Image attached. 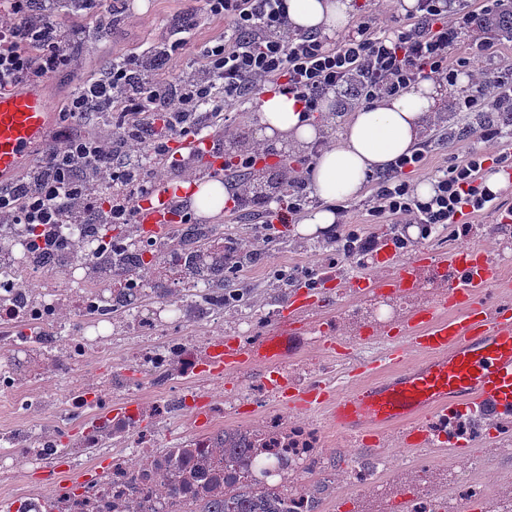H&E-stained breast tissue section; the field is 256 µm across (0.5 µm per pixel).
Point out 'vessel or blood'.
I'll return each instance as SVG.
<instances>
[{
	"mask_svg": "<svg viewBox=\"0 0 512 512\" xmlns=\"http://www.w3.org/2000/svg\"><path fill=\"white\" fill-rule=\"evenodd\" d=\"M51 117L40 91H0V179L19 173L35 150L46 145ZM156 196V208L140 209L136 216L139 227L152 234L164 229L159 211L176 203L175 193L167 187H159ZM424 269L444 284L445 291L396 326H384V335L401 338L402 344L388 349L390 371L379 381L330 398L321 383L292 390L282 379L294 337L316 334L323 337L325 347L335 345V329L322 317L325 304L315 288L289 297L286 332L254 344L226 337L213 347L207 369L215 375H239L262 361L277 397L309 406L329 401L332 423L357 436L370 432L379 439L386 427L409 422L406 440L411 445L429 442L430 428L420 421L428 412L445 419L470 408L512 419V302L493 297L495 270L485 252L467 246L450 252L423 251L394 263L384 279L357 278L348 288L356 294L404 293L416 285ZM409 347L423 358L404 367L400 361Z\"/></svg>",
	"mask_w": 512,
	"mask_h": 512,
	"instance_id": "vessel-or-blood-1",
	"label": "vessel or blood"
}]
</instances>
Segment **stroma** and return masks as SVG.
I'll return each mask as SVG.
<instances>
[{
    "label": "stroma",
    "mask_w": 512,
    "mask_h": 512,
    "mask_svg": "<svg viewBox=\"0 0 512 512\" xmlns=\"http://www.w3.org/2000/svg\"><path fill=\"white\" fill-rule=\"evenodd\" d=\"M135 2L125 0L126 9L118 14L112 11L113 0H102L93 14L58 15L60 26L67 31L78 30L79 36L70 51L68 66L43 84L53 112L54 131L67 129L62 114L67 111L75 89L92 80L112 58L142 53L163 40L173 18L184 17L187 32L183 45L160 72L166 79L197 67L203 46L224 32V20L200 11L187 14L185 0H147L148 9L143 13L137 11ZM102 20L111 22L112 32L92 40L91 34ZM467 91L464 84L445 87L439 120L426 125L422 132L427 155L423 168L413 173V182L430 180L432 173L448 166L456 155L483 149L477 133L470 130L472 115L456 109L459 97ZM272 235L261 259L249 262L243 271L245 282L257 290L248 315L260 338L275 327L274 321L266 319V311L285 309V297L274 298L266 292L267 286L275 281V272L284 269L297 274L314 267L328 240L324 234L316 238L299 236L289 223L275 225ZM464 244L482 249L492 259L496 267L494 288L512 285V224H498L492 211L474 215L467 236L453 238L440 230L425 239L415 237L407 250L396 251L395 257L402 260L410 252H440ZM388 271V263L378 253L361 261H341L320 284L321 293L330 301L324 316L332 320L341 343L336 349L327 350L312 337H305L293 347L289 369L313 367L326 372L327 387L334 394L350 390L354 382L364 383L386 373L387 366L382 360L386 350L384 338L378 323L366 319L371 296L352 295L346 284L356 276L379 278ZM368 362L374 363V371L358 373V366ZM329 412L325 405L315 410H286L276 401L242 409L245 419L255 426L267 417L282 414L293 427H316L323 432L321 451L332 461L333 468L329 487L322 495L321 512H392L403 498L436 499L447 512H501L512 501V420L482 417L479 433L469 438L473 454L462 456L440 446L400 450L401 430L397 427L388 430L379 446L364 445L332 425ZM377 457L386 461L383 478L369 484L358 481V470L368 468Z\"/></svg>",
    "instance_id": "obj_1"
}]
</instances>
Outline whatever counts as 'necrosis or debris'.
Segmentation results:
<instances>
[{"mask_svg": "<svg viewBox=\"0 0 512 512\" xmlns=\"http://www.w3.org/2000/svg\"><path fill=\"white\" fill-rule=\"evenodd\" d=\"M57 256L39 255L23 225L0 226V393L11 392L14 424L0 428V481L20 469L55 467L49 495L28 489L6 512H196L224 492V421L242 403L270 397L269 388L241 387L211 401L203 428L165 448L163 429L192 417L206 378V348H193L211 317L224 314V242L187 237L171 246L169 233L112 239L88 225L61 224ZM137 254L141 276L123 260ZM120 352L122 367L94 385L79 381L81 367ZM164 393L146 397L145 386ZM155 424L142 429L144 420ZM269 472L267 487L286 491L329 462L316 432L290 430L284 418L237 429ZM190 450L192 480L176 478L169 492L159 480L182 450ZM110 468L90 472L98 455Z\"/></svg>", "mask_w": 512, "mask_h": 512, "instance_id": "obj_1", "label": "necrosis or debris"}]
</instances>
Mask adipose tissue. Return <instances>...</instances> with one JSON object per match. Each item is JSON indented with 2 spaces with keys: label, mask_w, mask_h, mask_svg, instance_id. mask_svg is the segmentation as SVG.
<instances>
[{
  "label": "adipose tissue",
  "mask_w": 512,
  "mask_h": 512,
  "mask_svg": "<svg viewBox=\"0 0 512 512\" xmlns=\"http://www.w3.org/2000/svg\"><path fill=\"white\" fill-rule=\"evenodd\" d=\"M352 0H288V20L301 31H342L350 22ZM437 87L420 81L409 91L352 113L339 143L322 147L312 168V189L322 201L296 223L298 235L316 237L337 221L334 201L358 198L369 173L381 171L417 147L424 121L436 104ZM260 134L308 148L319 128L293 97L266 92L259 101Z\"/></svg>",
  "instance_id": "obj_1"
}]
</instances>
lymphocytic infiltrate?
Here are the masks:
<instances>
[{"label": "lymphocytic infiltrate", "mask_w": 512, "mask_h": 512, "mask_svg": "<svg viewBox=\"0 0 512 512\" xmlns=\"http://www.w3.org/2000/svg\"><path fill=\"white\" fill-rule=\"evenodd\" d=\"M32 5L33 0H0V90L39 84L70 61L55 17L35 12ZM189 9L229 23L228 34L202 50L200 71L164 80L143 73L141 55L113 63L111 81L84 87L69 112L78 118L95 99H119L125 121L113 131L111 149L92 145L90 136L81 134L48 144L35 191L12 182L0 185V219L41 229L45 240H52L55 226L68 215L69 199L79 190L78 169L105 166L122 191L108 204L113 223H134L141 202L150 199L161 182L162 169L187 168L172 142L195 139L203 129L223 126V104L269 87L293 96L305 112L314 113L330 96L364 107L425 79L455 85L464 72L471 90L460 102L461 111L488 112L512 105V69L487 66L488 41L470 42L465 56L453 57L454 46L474 26L477 15L450 13L447 0H417L415 13L395 26L373 14L359 17L353 30L335 41L292 29L287 0H194ZM136 75L142 76L143 89L133 96L128 85ZM188 107L194 118L186 123L179 115ZM424 160V149H416L395 160L377 179L366 210L369 223L414 224L427 237L461 223L465 214L493 206V196L482 185L484 154L470 152L449 164L426 201L418 197L410 178ZM308 172L302 165H284L282 176L290 185L286 205L274 208L240 196L237 211L251 212L265 231L288 223L309 202ZM331 240L335 257L322 258L318 267L308 269V276L329 273L336 259H361L378 247L376 236L351 228L332 233Z\"/></svg>", "instance_id": "f902f5d3"}]
</instances>
